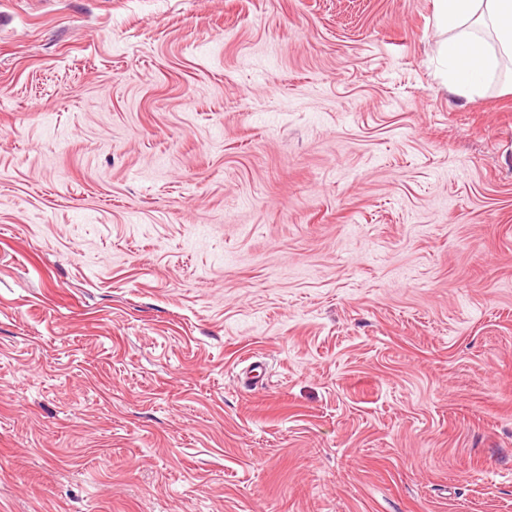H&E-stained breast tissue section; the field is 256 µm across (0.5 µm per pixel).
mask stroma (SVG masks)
Segmentation results:
<instances>
[{
	"label": "stroma",
	"instance_id": "stroma-1",
	"mask_svg": "<svg viewBox=\"0 0 512 512\" xmlns=\"http://www.w3.org/2000/svg\"><path fill=\"white\" fill-rule=\"evenodd\" d=\"M434 0H0V512H512V73ZM437 27L448 38L441 43L451 92L470 97L496 73L500 58L512 60V0H434ZM490 28L494 45L479 34Z\"/></svg>",
	"mask_w": 512,
	"mask_h": 512
}]
</instances>
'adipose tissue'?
<instances>
[{
	"label": "adipose tissue",
	"mask_w": 512,
	"mask_h": 512,
	"mask_svg": "<svg viewBox=\"0 0 512 512\" xmlns=\"http://www.w3.org/2000/svg\"><path fill=\"white\" fill-rule=\"evenodd\" d=\"M441 53L454 94L478 93L502 57L512 58V0H434Z\"/></svg>",
	"instance_id": "1"
}]
</instances>
